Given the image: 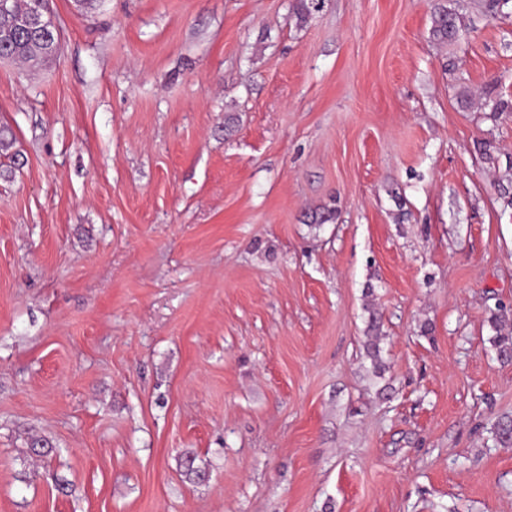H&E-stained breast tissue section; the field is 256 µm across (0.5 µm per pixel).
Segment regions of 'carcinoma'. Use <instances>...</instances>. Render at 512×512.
<instances>
[{
  "label": "carcinoma",
  "mask_w": 512,
  "mask_h": 512,
  "mask_svg": "<svg viewBox=\"0 0 512 512\" xmlns=\"http://www.w3.org/2000/svg\"><path fill=\"white\" fill-rule=\"evenodd\" d=\"M48 5L49 0H12L11 12L7 16L0 15V53L12 60L22 62L46 61L56 57L61 51L60 33L55 29L26 27L20 23V17L26 15L37 5ZM469 26L458 21L457 16L442 4L434 11L431 35L442 44L456 41L466 34ZM491 326L495 335L491 343L499 358L512 360V315L505 307L491 316ZM380 321L378 313L368 310L367 351L374 361V368L382 369L379 345Z\"/></svg>",
  "instance_id": "1"
}]
</instances>
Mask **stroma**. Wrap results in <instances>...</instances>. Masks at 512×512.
<instances>
[{"mask_svg": "<svg viewBox=\"0 0 512 512\" xmlns=\"http://www.w3.org/2000/svg\"><path fill=\"white\" fill-rule=\"evenodd\" d=\"M435 2L50 0L0 62V512H512V16ZM42 4L49 11V0H12L9 15H0V53L21 62L46 61L60 53V32L20 23V17ZM469 26L458 21L457 16L448 6L442 4L434 11L432 20L431 35L434 40L442 44L456 41L466 34ZM505 307L500 306L497 313L491 316V326L495 335L491 343L496 349L499 358L505 361L512 360V318ZM369 309V308H368ZM368 322H367V338L366 342L367 351L369 356L374 361V368L377 370H381L383 364L380 359L381 348L379 345L380 337L379 328L380 321L378 317V313L373 309L368 310Z\"/></svg>", "mask_w": 512, "mask_h": 512, "instance_id": "stroma-1", "label": "stroma"}]
</instances>
